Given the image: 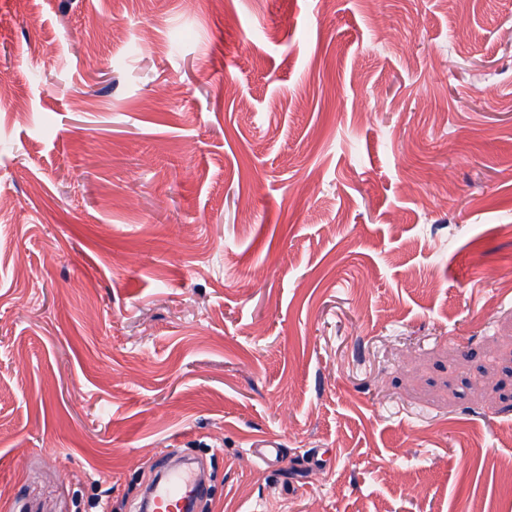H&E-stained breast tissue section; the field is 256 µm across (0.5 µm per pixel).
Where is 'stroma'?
<instances>
[{"label": "stroma", "mask_w": 512, "mask_h": 512, "mask_svg": "<svg viewBox=\"0 0 512 512\" xmlns=\"http://www.w3.org/2000/svg\"><path fill=\"white\" fill-rule=\"evenodd\" d=\"M0 87V512H512V0H0ZM202 487L193 473L180 471L160 477L151 488L146 511L183 512L185 504L201 496Z\"/></svg>", "instance_id": "obj_1"}]
</instances>
